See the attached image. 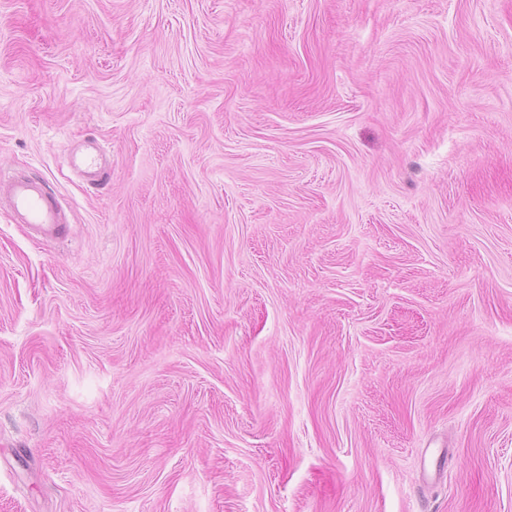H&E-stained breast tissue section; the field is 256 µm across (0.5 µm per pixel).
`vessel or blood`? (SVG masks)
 <instances>
[{"mask_svg": "<svg viewBox=\"0 0 512 512\" xmlns=\"http://www.w3.org/2000/svg\"><path fill=\"white\" fill-rule=\"evenodd\" d=\"M101 147L94 142L85 143L83 150L68 154L73 169L90 176H100ZM0 199L4 200L14 220L26 225L39 239H61L68 231L65 212L50 193L42 178L33 175L7 174L0 176Z\"/></svg>", "mask_w": 512, "mask_h": 512, "instance_id": "obj_1", "label": "vessel or blood"}]
</instances>
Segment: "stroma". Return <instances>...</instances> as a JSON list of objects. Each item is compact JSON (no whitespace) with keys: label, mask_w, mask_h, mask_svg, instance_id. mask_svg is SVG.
Instances as JSON below:
<instances>
[{"label":"stroma","mask_w":512,"mask_h":512,"mask_svg":"<svg viewBox=\"0 0 512 512\" xmlns=\"http://www.w3.org/2000/svg\"><path fill=\"white\" fill-rule=\"evenodd\" d=\"M0 170V512H512V0H0ZM103 150L94 142H87L84 150L79 151L73 149L69 152L68 157L70 165L74 170H80L91 177H98L101 174L99 169V160L103 156ZM0 195L17 224H25L33 237L58 240L66 236L65 212L41 177L1 175Z\"/></svg>","instance_id":"obj_1"}]
</instances>
